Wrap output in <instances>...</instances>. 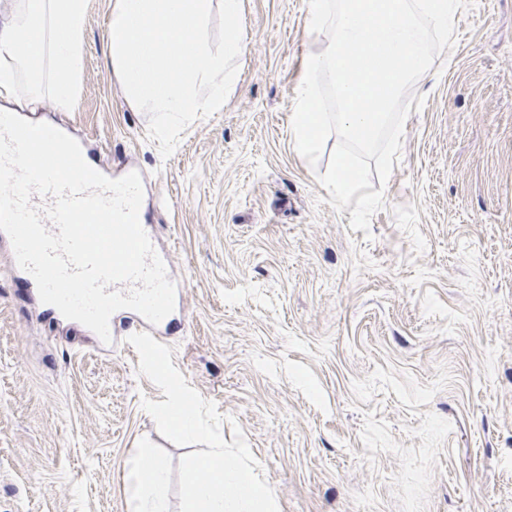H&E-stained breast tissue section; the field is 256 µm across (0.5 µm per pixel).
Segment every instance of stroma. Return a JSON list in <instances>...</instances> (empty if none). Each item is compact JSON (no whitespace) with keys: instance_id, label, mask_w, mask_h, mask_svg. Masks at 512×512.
<instances>
[{"instance_id":"stroma-1","label":"stroma","mask_w":512,"mask_h":512,"mask_svg":"<svg viewBox=\"0 0 512 512\" xmlns=\"http://www.w3.org/2000/svg\"><path fill=\"white\" fill-rule=\"evenodd\" d=\"M223 109L174 153L147 136L87 0L74 99L45 96L93 162L161 183L150 224L186 282L172 363L241 428L279 512H512V0L457 10L370 231L293 148L295 90L329 42L307 0H242ZM0 245V512H132L143 449L177 473L134 348L38 308Z\"/></svg>"}]
</instances>
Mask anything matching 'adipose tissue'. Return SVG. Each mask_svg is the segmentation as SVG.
<instances>
[{
  "mask_svg": "<svg viewBox=\"0 0 512 512\" xmlns=\"http://www.w3.org/2000/svg\"><path fill=\"white\" fill-rule=\"evenodd\" d=\"M86 0H21L0 16V95H15L19 109L42 105L40 83L52 79L55 98L71 102L80 70ZM168 469L155 456L142 465L134 512H167Z\"/></svg>",
  "mask_w": 512,
  "mask_h": 512,
  "instance_id": "obj_1",
  "label": "adipose tissue"
}]
</instances>
